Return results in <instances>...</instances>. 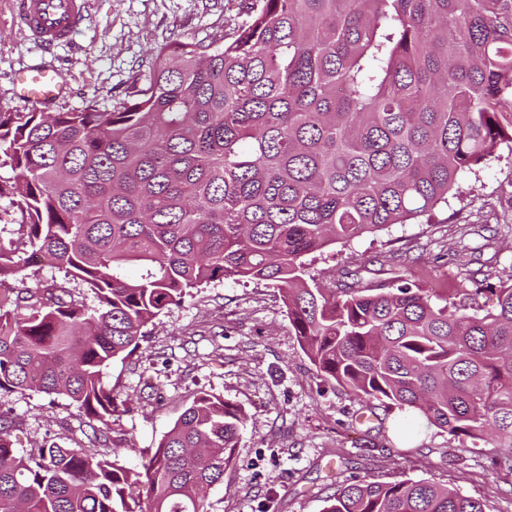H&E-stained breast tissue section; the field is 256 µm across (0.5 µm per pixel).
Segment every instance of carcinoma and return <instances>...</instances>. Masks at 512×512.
Here are the masks:
<instances>
[{
	"label": "carcinoma",
	"mask_w": 512,
	"mask_h": 512,
	"mask_svg": "<svg viewBox=\"0 0 512 512\" xmlns=\"http://www.w3.org/2000/svg\"><path fill=\"white\" fill-rule=\"evenodd\" d=\"M503 146L512 0H239L222 45L169 42L110 110L0 112V197L21 215V245L0 243V392L63 395L107 428L127 405L103 369L153 319L213 282L266 281L323 381L512 460V278L465 312L406 282L323 288L303 261L448 206ZM30 253L64 279L42 282ZM245 421L202 392L135 469L106 430L102 452L21 455L3 419L0 512H205ZM326 503L485 512L427 480Z\"/></svg>",
	"instance_id": "carcinoma-1"
}]
</instances>
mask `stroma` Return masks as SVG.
Segmentation results:
<instances>
[{
	"label": "stroma",
	"mask_w": 512,
	"mask_h": 512,
	"mask_svg": "<svg viewBox=\"0 0 512 512\" xmlns=\"http://www.w3.org/2000/svg\"><path fill=\"white\" fill-rule=\"evenodd\" d=\"M227 0H91L72 43L42 52L16 27L0 0V112H25L16 72L57 66L69 92L51 109L111 108L146 83L153 53L175 39L222 42ZM318 283L337 287L346 273L366 284L396 277L422 288L457 289L471 272L493 292L512 276V153L467 175L459 197L431 223L394 226L306 256ZM103 380L131 409L113 418L109 436L130 466L159 446L182 412L205 391L236 404L246 423L235 463L207 495V512H323L338 483L428 479L481 500L486 512H512V468L492 436L461 439L416 411L366 408L325 384L302 351L277 289L232 279L192 292L154 319L139 349L112 361ZM13 420L11 439L27 454L43 440L91 452L99 422L62 396L0 394ZM344 464H337V457Z\"/></svg>",
	"instance_id": "obj_1"
}]
</instances>
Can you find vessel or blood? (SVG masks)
Here are the masks:
<instances>
[{
	"label": "vessel or blood",
	"instance_id": "b4317fda",
	"mask_svg": "<svg viewBox=\"0 0 512 512\" xmlns=\"http://www.w3.org/2000/svg\"><path fill=\"white\" fill-rule=\"evenodd\" d=\"M89 7L90 0H16L15 23L41 50L49 51L73 40ZM63 92L57 72L40 64L23 69L15 82L16 95L27 102L56 98Z\"/></svg>",
	"mask_w": 512,
	"mask_h": 512
}]
</instances>
